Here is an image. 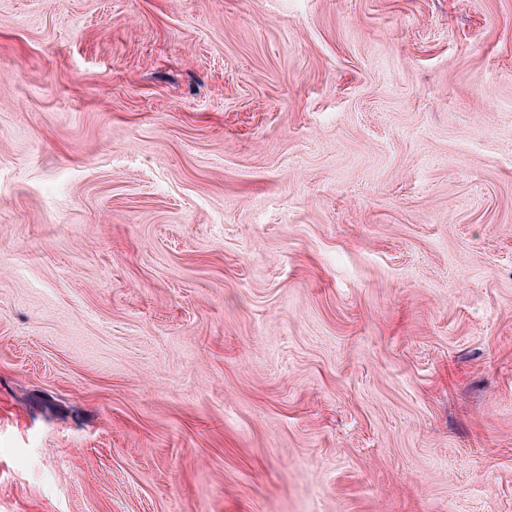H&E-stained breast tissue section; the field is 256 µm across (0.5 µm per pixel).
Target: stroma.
<instances>
[{
    "label": "stroma",
    "instance_id": "35a3bbf8",
    "mask_svg": "<svg viewBox=\"0 0 512 512\" xmlns=\"http://www.w3.org/2000/svg\"><path fill=\"white\" fill-rule=\"evenodd\" d=\"M0 512H512V0H0Z\"/></svg>",
    "mask_w": 512,
    "mask_h": 512
}]
</instances>
